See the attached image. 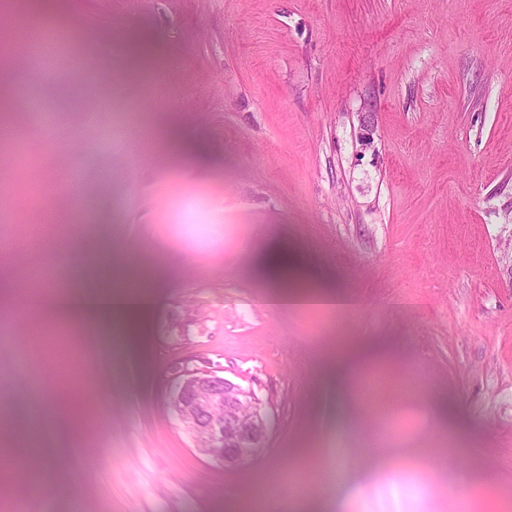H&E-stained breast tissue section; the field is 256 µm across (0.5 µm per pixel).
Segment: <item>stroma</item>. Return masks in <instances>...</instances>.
I'll return each mask as SVG.
<instances>
[{"label": "stroma", "mask_w": 512, "mask_h": 512, "mask_svg": "<svg viewBox=\"0 0 512 512\" xmlns=\"http://www.w3.org/2000/svg\"><path fill=\"white\" fill-rule=\"evenodd\" d=\"M50 20L151 57L93 88L59 138L33 134L46 190L78 170L105 259L135 249L164 261L159 303L137 346L70 371L105 398L81 438L42 441L51 493L93 512H512V0H59ZM96 49L72 39L54 72L26 67L41 108ZM131 127L148 159L127 169ZM0 224L29 227L33 175L0 159ZM32 249L13 274L15 329L0 340V443L23 447L32 380L57 381L33 346L31 268L57 263L93 294L98 260ZM285 252L344 312L272 307L261 270ZM208 273L206 281L194 270ZM354 340L347 394L399 393L392 425L334 417L325 359ZM178 366L209 367L252 390L271 432L235 466L202 454L170 403ZM438 448L424 464L401 448ZM455 495H448V488Z\"/></svg>", "instance_id": "35a3bbf8"}]
</instances>
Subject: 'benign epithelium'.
<instances>
[{
	"mask_svg": "<svg viewBox=\"0 0 512 512\" xmlns=\"http://www.w3.org/2000/svg\"><path fill=\"white\" fill-rule=\"evenodd\" d=\"M173 407L197 438L209 443L206 455L226 465L248 459L266 447L270 427L260 413L254 394L213 371L183 368L172 377ZM252 402L251 414L244 418L219 417V409H239Z\"/></svg>",
	"mask_w": 512,
	"mask_h": 512,
	"instance_id": "obj_1",
	"label": "benign epithelium"
}]
</instances>
